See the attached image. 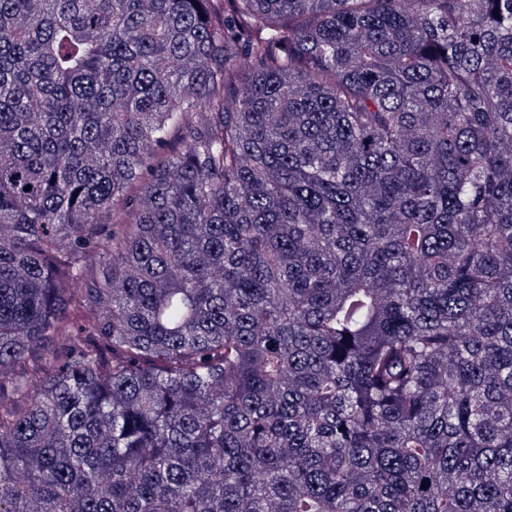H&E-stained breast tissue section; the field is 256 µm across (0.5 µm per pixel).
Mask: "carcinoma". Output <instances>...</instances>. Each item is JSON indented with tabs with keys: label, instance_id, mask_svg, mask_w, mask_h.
I'll list each match as a JSON object with an SVG mask.
<instances>
[{
	"label": "carcinoma",
	"instance_id": "cac0c4a2",
	"mask_svg": "<svg viewBox=\"0 0 512 512\" xmlns=\"http://www.w3.org/2000/svg\"><path fill=\"white\" fill-rule=\"evenodd\" d=\"M0 512H512V0H0Z\"/></svg>",
	"mask_w": 512,
	"mask_h": 512
}]
</instances>
